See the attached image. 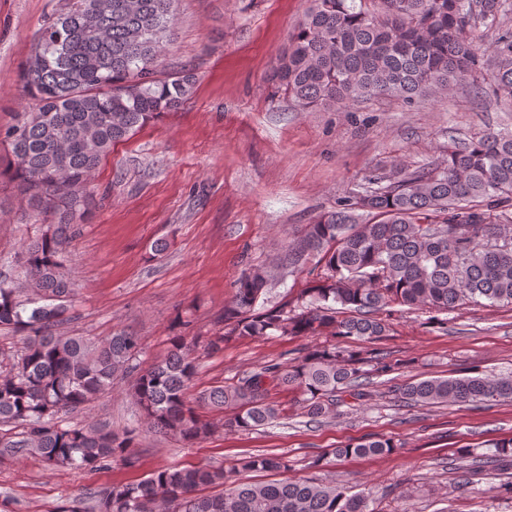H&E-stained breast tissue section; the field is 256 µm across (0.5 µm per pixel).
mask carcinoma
<instances>
[{
    "instance_id": "carcinoma-1",
    "label": "carcinoma",
    "mask_w": 512,
    "mask_h": 512,
    "mask_svg": "<svg viewBox=\"0 0 512 512\" xmlns=\"http://www.w3.org/2000/svg\"><path fill=\"white\" fill-rule=\"evenodd\" d=\"M72 0L39 31L20 72L34 102L0 129V162L18 180L36 234L15 262L23 279L0 272V331L21 346L0 348V456H37L51 470L104 469L138 462L142 431L119 435L103 426L71 425L62 416L133 378L130 396L143 426L187 444L220 431L276 423L285 408L277 387L300 391L304 414L321 422L347 395L361 401L365 376L399 363L372 345L389 331L383 313H446L485 300L512 306V133L484 131L448 147L446 159L421 169L399 163L376 187L338 201L288 243V267L307 272L306 287L266 309L257 307L271 270L238 280L212 336H174L166 357L143 365L138 337L119 333L95 345L66 336L74 318L69 248L95 201L88 186L116 144L180 107L195 72L157 70L175 24V0ZM502 0H309L271 73L274 86L300 107H347L376 95L408 103L461 85L475 95L512 100V29L504 26L491 59L481 52L477 21H496ZM329 336L294 363H268L190 402L195 349L219 352L230 340ZM371 366L365 370L364 366ZM418 406L512 401V373L474 371L430 377L394 389ZM202 408L230 410L213 421ZM387 438L332 450L337 458L392 453ZM483 460L461 449L463 482L490 467H512V438L492 439ZM245 471L285 472L282 454L241 460ZM221 465L161 467L138 483L96 489L70 512H382L365 491L316 479L240 482ZM223 488L206 494L208 488Z\"/></svg>"
}]
</instances>
